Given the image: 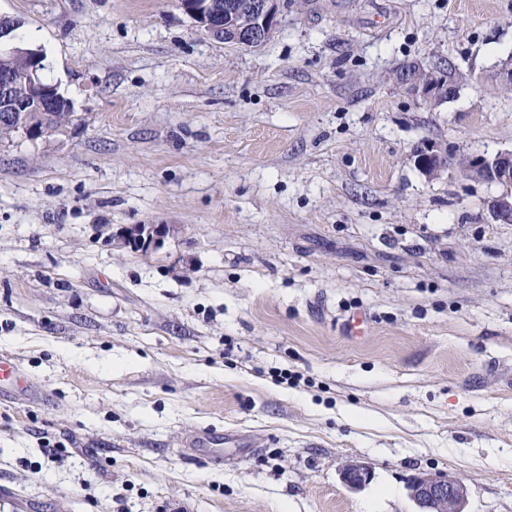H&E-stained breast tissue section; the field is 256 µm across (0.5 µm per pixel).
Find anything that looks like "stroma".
I'll return each instance as SVG.
<instances>
[{
	"label": "stroma",
	"mask_w": 512,
	"mask_h": 512,
	"mask_svg": "<svg viewBox=\"0 0 512 512\" xmlns=\"http://www.w3.org/2000/svg\"><path fill=\"white\" fill-rule=\"evenodd\" d=\"M0 14L77 116L0 143V355L48 396L0 399V512H417L421 473L512 512V224L412 158L512 150V0H291L257 49L179 0ZM131 224L171 230L114 250ZM435 68L441 71L445 78V83L451 84L452 86L444 85L442 82H437L433 78H430L427 83L422 84L418 82L414 83V80L409 78L404 80L405 89L409 90V94L423 102H428L434 105L441 100L453 97L456 93V88L453 87L454 85L449 79L447 72L437 66H435ZM169 232L166 224H137L112 234V248L147 252L159 248ZM342 478L350 489L357 490L371 479V470L363 462L351 461L345 466Z\"/></svg>",
	"instance_id": "obj_1"
}]
</instances>
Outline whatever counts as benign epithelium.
I'll use <instances>...</instances> for the list:
<instances>
[{
	"instance_id": "benign-epithelium-1",
	"label": "benign epithelium",
	"mask_w": 512,
	"mask_h": 512,
	"mask_svg": "<svg viewBox=\"0 0 512 512\" xmlns=\"http://www.w3.org/2000/svg\"><path fill=\"white\" fill-rule=\"evenodd\" d=\"M183 11L198 24L212 40L224 42V31L233 35L240 46L257 47L265 44L279 25L282 0H250L254 22L249 27L234 24L236 11L224 7L222 0H180ZM21 22L0 15V42L16 38ZM13 56L21 58L20 67L10 61L0 62V124L19 128V134L31 142L45 140L56 133L54 124L44 115L45 108L54 104L56 87L45 82L39 51H20L11 48ZM405 89L415 98L436 104L453 97L456 88L431 78L418 83L404 80ZM414 163L430 179L457 170L478 180L501 187L500 193L487 201V212L492 220L512 223V151L493 157L471 155L459 158L448 149V144L425 140L413 151ZM170 228L166 224H137L112 235V249L147 252L160 247ZM346 485L357 490L371 479V470L363 462H349L342 473ZM411 497L418 512H465L467 489L451 476L423 475L411 487Z\"/></svg>"
}]
</instances>
